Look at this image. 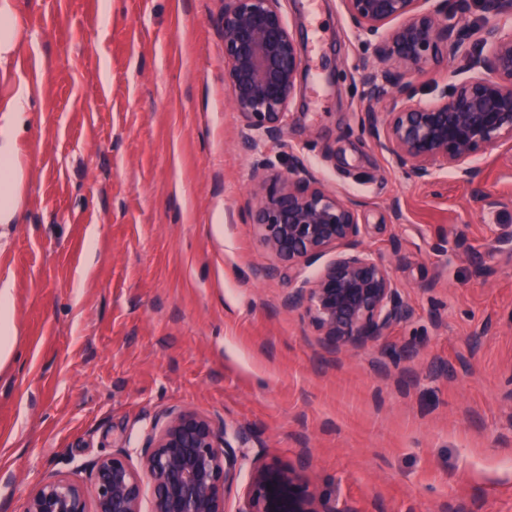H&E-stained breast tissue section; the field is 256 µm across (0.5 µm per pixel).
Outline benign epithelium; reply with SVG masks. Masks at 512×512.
Here are the masks:
<instances>
[{"label":"benign epithelium","instance_id":"obj_1","mask_svg":"<svg viewBox=\"0 0 512 512\" xmlns=\"http://www.w3.org/2000/svg\"><path fill=\"white\" fill-rule=\"evenodd\" d=\"M284 0H224V84L240 118V143H282L303 60ZM355 38L371 49L357 77L363 124L407 176L432 181L451 171L476 177L475 157L512 144V0H480L483 18L465 23L469 0H341ZM445 50L450 82L418 99L407 75ZM262 175L253 189L252 225L274 263L259 276L288 271L284 300L324 343L352 354L407 321L390 269L362 247L357 204L328 190L301 163ZM334 251L312 278L303 271ZM240 475V448L222 420L171 407L155 419L138 460L124 450L93 465L86 485L50 474L22 512H226ZM236 512H340L311 480L307 463L258 456Z\"/></svg>","mask_w":512,"mask_h":512}]
</instances>
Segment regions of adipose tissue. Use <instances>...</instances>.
Returning a JSON list of instances; mask_svg holds the SVG:
<instances>
[{
  "label": "adipose tissue",
  "mask_w": 512,
  "mask_h": 512,
  "mask_svg": "<svg viewBox=\"0 0 512 512\" xmlns=\"http://www.w3.org/2000/svg\"><path fill=\"white\" fill-rule=\"evenodd\" d=\"M29 91L18 87L0 105V223H12L21 203L25 172L18 159L17 138L27 119Z\"/></svg>",
  "instance_id": "adipose-tissue-1"
}]
</instances>
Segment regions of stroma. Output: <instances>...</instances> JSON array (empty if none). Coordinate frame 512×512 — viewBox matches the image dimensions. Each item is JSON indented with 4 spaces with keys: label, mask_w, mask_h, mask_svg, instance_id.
I'll use <instances>...</instances> for the list:
<instances>
[{
    "label": "stroma",
    "mask_w": 512,
    "mask_h": 512,
    "mask_svg": "<svg viewBox=\"0 0 512 512\" xmlns=\"http://www.w3.org/2000/svg\"><path fill=\"white\" fill-rule=\"evenodd\" d=\"M0 101L30 89L28 180L0 224L14 289L0 359V512L48 473L138 455L172 406L309 462L345 512H512V147L479 175L407 177L362 124L367 52L341 0H285L298 76L274 169L297 157L358 203L410 321L350 355L285 310L252 226L253 161L224 85V0H17ZM409 345L417 358L391 359Z\"/></svg>",
    "instance_id": "obj_1"
}]
</instances>
